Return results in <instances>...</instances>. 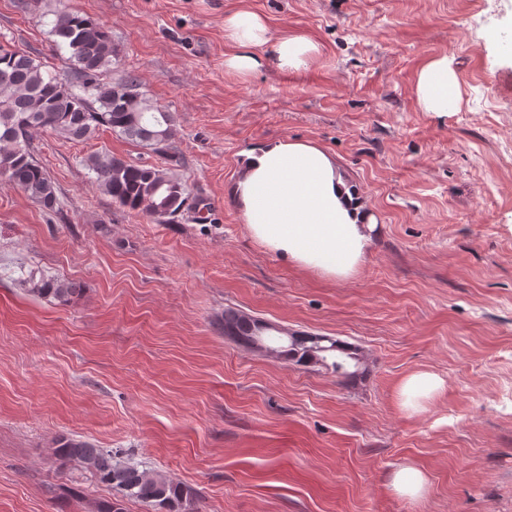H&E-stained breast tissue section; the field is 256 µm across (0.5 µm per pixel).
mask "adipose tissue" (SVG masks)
I'll return each mask as SVG.
<instances>
[{"label":"adipose tissue","mask_w":512,"mask_h":512,"mask_svg":"<svg viewBox=\"0 0 512 512\" xmlns=\"http://www.w3.org/2000/svg\"><path fill=\"white\" fill-rule=\"evenodd\" d=\"M266 18L241 6L225 13L226 71L247 76L274 61L280 71L307 69L319 52L303 35L270 39ZM416 94L427 112H453L460 91L447 57L429 59L419 70ZM228 194L250 235L270 254L287 263L346 277L365 256L376 219L358 185L319 146L297 139L258 143L242 155ZM444 387L429 371L408 375L400 386L404 408L417 411Z\"/></svg>","instance_id":"adipose-tissue-1"}]
</instances>
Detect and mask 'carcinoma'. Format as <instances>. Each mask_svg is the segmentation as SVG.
Listing matches in <instances>:
<instances>
[{
	"label": "carcinoma",
	"mask_w": 512,
	"mask_h": 512,
	"mask_svg": "<svg viewBox=\"0 0 512 512\" xmlns=\"http://www.w3.org/2000/svg\"><path fill=\"white\" fill-rule=\"evenodd\" d=\"M51 35L57 48L67 53L70 76L65 79L44 70L30 55L0 45V178L52 210L57 204L56 188L33 155V134L51 130L64 140L84 141L106 127L162 155L169 167L134 164L110 154L90 155L85 166L99 189L120 207L145 213L158 223L192 209L186 183L171 171L180 164L174 113L147 96L138 76L130 71L116 85L104 79L119 64V52L108 32L89 18L60 10L51 22ZM25 283L28 292L60 304L69 303L81 291L77 283L55 277L31 274ZM219 329L243 347L252 348L264 339L277 349L278 359L330 369L340 377L354 376L360 364L357 350L346 342L311 334L276 340L271 330L257 325V319L233 308L224 309ZM55 454L151 512H158L162 505L167 512H197L193 489L138 464L116 461L107 448L63 437Z\"/></svg>",
	"instance_id": "obj_1"
}]
</instances>
